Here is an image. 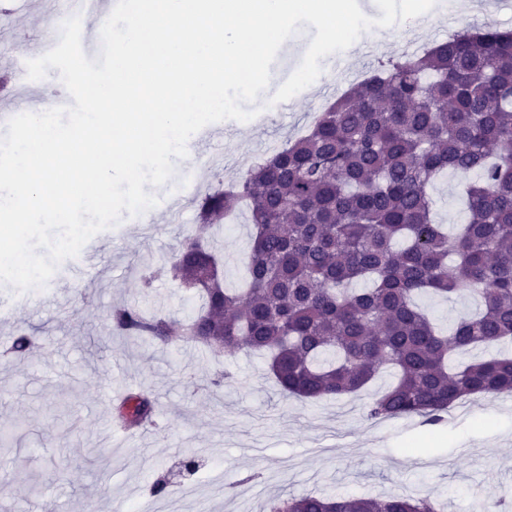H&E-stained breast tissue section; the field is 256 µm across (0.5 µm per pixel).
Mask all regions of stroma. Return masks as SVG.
Listing matches in <instances>:
<instances>
[{"label": "stroma", "mask_w": 512, "mask_h": 512, "mask_svg": "<svg viewBox=\"0 0 512 512\" xmlns=\"http://www.w3.org/2000/svg\"><path fill=\"white\" fill-rule=\"evenodd\" d=\"M12 17L0 26V108L17 106L24 95L9 81L11 57L35 55L51 38V17L62 0H12ZM316 30L301 24L270 66V82L258 96L265 103L299 67ZM382 48L364 37L344 67L323 59L326 79L295 95L288 112L258 113L248 122L224 121L228 134L212 166H200L201 193L238 180L245 158L266 155L270 146L302 134L321 107L389 60L404 55L406 31L382 28ZM462 177H437L429 192L439 223L453 229L465 212ZM196 198L175 219L151 224L121 223L96 234L98 267L84 279L61 270L34 289L30 304L0 287L5 321L0 331L34 330L28 357H0V423L20 422L11 456H0V512H130L156 503L163 512H264L270 498L315 493L370 496L425 494L446 503L447 512H475L477 498L512 494V397L472 398L455 406L429 440L419 419H368L364 406L391 384V376L339 399L301 402L284 398L257 354L232 352L213 358L194 345L161 347L127 342L111 333L113 305L136 302L174 319L189 315L193 297L172 281L143 291L140 277L178 253L195 230ZM253 226L247 209L215 236L224 253L227 287H244L243 258ZM416 302L441 328L476 308L473 298L452 300L421 294ZM224 386L211 384L221 370ZM129 393L150 389L156 425L109 435L107 419L116 402L106 388ZM201 463L188 477L191 494L172 487L153 500L150 485L176 471L188 454Z\"/></svg>", "instance_id": "1"}]
</instances>
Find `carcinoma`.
<instances>
[{
    "label": "carcinoma",
    "instance_id": "carcinoma-1",
    "mask_svg": "<svg viewBox=\"0 0 512 512\" xmlns=\"http://www.w3.org/2000/svg\"><path fill=\"white\" fill-rule=\"evenodd\" d=\"M473 176L467 219L450 235L428 193L440 173ZM246 203L254 224L248 287H224L213 231ZM195 233L143 280L167 271L200 301L179 326L214 354L249 350L285 397L340 398L385 370L395 382L366 407L370 419L418 416L435 425L471 396L512 395L506 353L452 365L512 340V31L465 29L419 55L391 61L323 109L307 132L205 194ZM358 281L369 283L354 288ZM422 293L471 294L480 309L439 329ZM133 340H172L171 322L139 305L109 313ZM17 356L35 336L17 327ZM130 427L153 424V401L131 394ZM267 512H437L427 497L320 496L271 500Z\"/></svg>",
    "mask_w": 512,
    "mask_h": 512
}]
</instances>
